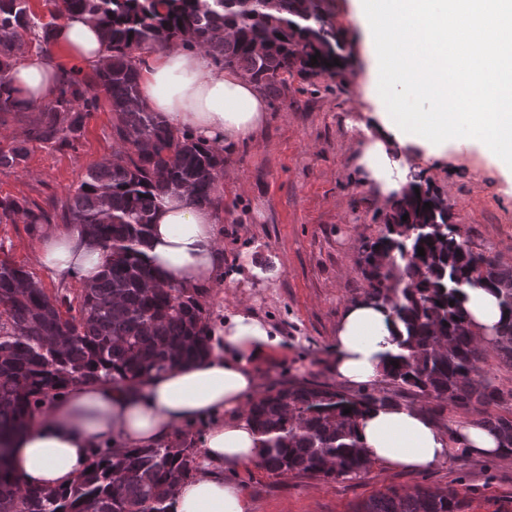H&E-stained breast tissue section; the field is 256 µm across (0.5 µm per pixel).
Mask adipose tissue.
Segmentation results:
<instances>
[{"label":"adipose tissue","instance_id":"adipose-tissue-1","mask_svg":"<svg viewBox=\"0 0 512 512\" xmlns=\"http://www.w3.org/2000/svg\"><path fill=\"white\" fill-rule=\"evenodd\" d=\"M64 49L76 73L100 69L110 50L97 23L73 13L53 28L50 42L26 50L11 73L32 106L55 97L60 70L54 51ZM141 105L160 113L173 132L188 133L213 145L236 147L253 140L267 119V102L246 74L226 70L199 48L168 42L138 60ZM373 133L360 163L379 200L411 190L388 148L396 134L383 113L370 114ZM219 228L212 208L185 193L165 196L156 208L146 260L164 283L202 289L222 266ZM37 259L62 283L94 282L106 261L98 244L80 228H49L37 242ZM465 307L474 339L494 342L512 321L497 288L483 283L465 288ZM209 349L136 382H75L56 397L46 417L11 437L10 466L30 487H69L90 464L97 449L120 452L148 448L170 438L180 426L205 422L203 459L196 473L181 480L172 512H248L242 489L225 481L224 466L244 467L264 454V438L242 414L254 400L256 360L275 349L280 338L257 317L238 312L209 325ZM407 336L390 304L358 300L346 307L337 326L331 369L350 385L380 382L400 354ZM358 442L373 464L421 471L460 455L498 458L506 450L498 433L471 415L445 430L414 406L384 404L368 409L358 424Z\"/></svg>","mask_w":512,"mask_h":512}]
</instances>
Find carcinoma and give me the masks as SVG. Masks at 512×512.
Returning <instances> with one entry per match:
<instances>
[{
    "mask_svg": "<svg viewBox=\"0 0 512 512\" xmlns=\"http://www.w3.org/2000/svg\"><path fill=\"white\" fill-rule=\"evenodd\" d=\"M51 21H38L29 0H0V125L26 109L10 84L25 37L48 40L58 21L74 12L94 16L112 47L110 62L81 78L64 80L53 101L13 148L0 150V169L18 168L28 144L71 147L91 113H112V157L90 168L74 193L48 207L0 199V222L24 219L34 235L60 223L83 226L106 252L102 274L76 298L48 294L40 282L0 260V440L24 430L39 404L74 381L134 382L178 359L206 350L205 316L197 292L156 280L143 258L158 201L190 192L201 205H218L217 180L224 155L187 134H175L155 112L138 104L135 53L178 40L203 48L226 68L240 70L272 96L287 88L288 74L329 72L337 57L327 26L326 0H45ZM320 54L316 64L311 57ZM391 202L386 232L362 245L367 297L393 303L407 327L386 378L401 390L457 408L481 409L512 401V389L495 384L484 364L489 347L476 342L462 304V288L489 281L512 311V270L473 250L448 206L422 184ZM430 203L431 209L424 208ZM407 220H402L403 215ZM424 248L425 256L418 255ZM492 347L512 362V323ZM389 397L347 396L330 386L293 383L251 402L246 416L266 436L267 471L327 479H355L371 461L359 446L360 414ZM351 413L344 414V409ZM512 448V419H484ZM198 466L197 450L181 436L151 448L98 453L92 471L65 489H36L11 474L0 452V512H170L175 480ZM452 490L389 489L356 512H465Z\"/></svg>",
    "mask_w": 512,
    "mask_h": 512,
    "instance_id": "carcinoma-1",
    "label": "carcinoma"
}]
</instances>
